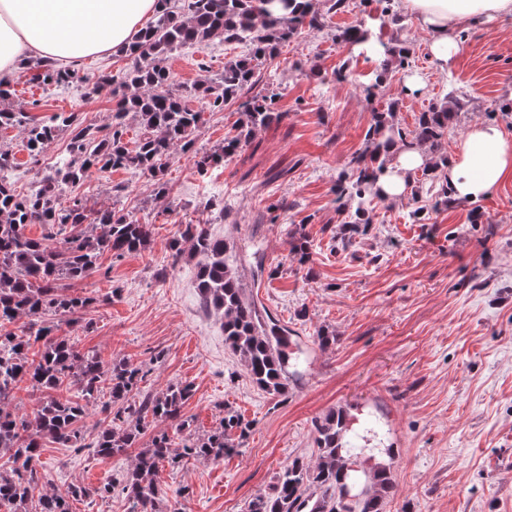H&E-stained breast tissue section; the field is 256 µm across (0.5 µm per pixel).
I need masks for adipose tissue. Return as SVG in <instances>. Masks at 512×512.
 <instances>
[{
  "label": "adipose tissue",
  "instance_id": "obj_1",
  "mask_svg": "<svg viewBox=\"0 0 512 512\" xmlns=\"http://www.w3.org/2000/svg\"><path fill=\"white\" fill-rule=\"evenodd\" d=\"M402 2L427 32V51L440 71L455 63L462 25L512 17V0ZM156 10L157 0H0V83L9 84L27 64L77 67L88 58L122 52ZM428 162L423 150L400 149L373 183V192L383 201H400L413 172ZM439 172L451 200L491 197L512 180V138L495 122L471 124Z\"/></svg>",
  "mask_w": 512,
  "mask_h": 512
}]
</instances>
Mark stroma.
<instances>
[{"label":"stroma","instance_id":"35a3bbf8","mask_svg":"<svg viewBox=\"0 0 512 512\" xmlns=\"http://www.w3.org/2000/svg\"><path fill=\"white\" fill-rule=\"evenodd\" d=\"M382 8L381 0H349L323 30L294 37L267 60L261 83L240 99L273 85L278 120L203 171L197 160L236 135L240 100L212 111L194 85L250 47L217 37L180 50L168 62L173 90L202 122L192 150L176 152L167 169L168 194L158 196L149 177L123 169L93 174L74 189L88 204L149 219L154 234L145 250L103 257L100 272L71 284L70 293L94 303L79 322L59 319L58 335L108 362L151 364L146 391L190 383L183 413L192 435L218 427L228 408L248 425L232 431L233 453L160 469L166 494L185 489L182 512H247L289 461L315 458L314 420L341 407L360 414L394 450L391 512H512V181L490 198L438 208L428 180L415 173L399 203L373 200L363 233L346 224L334 193L377 112L393 113L396 126L411 130L429 106L463 99L446 154L477 121L498 122L512 135V21L463 26L456 63L443 74L431 65L428 36L414 18L401 10L387 22ZM361 21L374 39L406 45L408 66L336 40L338 30ZM134 65L124 54L84 61L82 73L99 81L93 94L32 81L23 69L8 105L39 119L72 112L100 126ZM342 66L351 79L324 80ZM416 71L427 77L424 94L401 95ZM370 84L376 90L368 97L362 88ZM68 143V135H56L33 158L22 129H0V147L17 164V192L34 190L67 157ZM189 224L224 239L247 294L296 334L305 356L286 395L258 388L225 346L200 302L190 243L173 261L170 244ZM299 228L310 240L306 265L290 251V233ZM320 330L334 343L314 344ZM135 458L51 442L41 450L51 490L121 483Z\"/></svg>","mask_w":512,"mask_h":512}]
</instances>
